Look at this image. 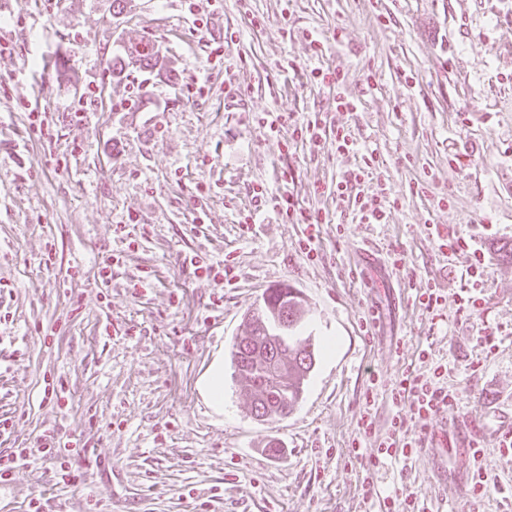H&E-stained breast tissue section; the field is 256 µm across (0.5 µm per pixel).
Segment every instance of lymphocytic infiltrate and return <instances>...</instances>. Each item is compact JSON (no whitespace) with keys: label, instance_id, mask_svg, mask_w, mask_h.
I'll list each match as a JSON object with an SVG mask.
<instances>
[{"label":"lymphocytic infiltrate","instance_id":"f902f5d3","mask_svg":"<svg viewBox=\"0 0 512 512\" xmlns=\"http://www.w3.org/2000/svg\"><path fill=\"white\" fill-rule=\"evenodd\" d=\"M257 123L271 134L288 131L292 138L313 149L321 150L330 145L339 154L357 149V140L348 128L332 126L326 117L320 115L308 118L291 112L265 113L258 117ZM379 167L380 162L374 154H362L360 164L347 171L336 183L337 204L350 206L363 224L385 223L395 205L385 185H378L372 193L365 190L366 183L373 180ZM253 197L255 207L244 215V223L261 224L270 218L282 224L302 225L299 249L308 260H316L320 242L319 220L307 212L290 192L275 194L262 188L254 192ZM430 235L438 248L469 255L471 263L460 289L459 310L466 317H480L485 304L486 252L483 244L454 231L442 232L435 226L431 227ZM419 359L421 368L401 372L388 384L387 392L395 412L378 445L377 462L396 456L413 458L420 451L421 444L416 436L409 434V424L429 426L439 412L452 407L457 401L455 390L449 389L446 382L447 364L431 361L425 349L420 351ZM37 461L52 463L63 485L75 487L80 484L79 470L69 466L59 440L51 434L46 435L38 447L19 448L0 456V484L13 481L21 469Z\"/></svg>","mask_w":512,"mask_h":512}]
</instances>
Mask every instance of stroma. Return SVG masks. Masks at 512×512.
<instances>
[{"instance_id": "35a3bbf8", "label": "stroma", "mask_w": 512, "mask_h": 512, "mask_svg": "<svg viewBox=\"0 0 512 512\" xmlns=\"http://www.w3.org/2000/svg\"><path fill=\"white\" fill-rule=\"evenodd\" d=\"M228 29L238 43L209 67ZM147 36L166 68L113 74V56ZM0 39L13 46L0 57V455L52 427L84 474L67 487L52 465H29L0 485V512L33 499L40 512H378L348 458L361 395L369 372L389 381L424 346L458 401L421 433V452L369 475L422 512H512V453L496 446L512 421V260L499 252L512 244V0H221L203 27L185 0H126L119 15L112 0H0ZM317 66L341 72V88L311 82ZM197 74L206 94L186 89ZM340 94L357 110L336 111ZM33 105L46 127L31 124ZM270 111L327 115L359 150L286 145L255 121ZM365 150L381 163L367 190L386 184L396 200L383 224L334 201ZM284 163L322 223L312 262L301 225L239 222L254 189L282 190ZM434 224L487 247L480 318L457 311L469 259L438 251ZM196 254L228 260L232 284L199 278ZM282 284L301 291L300 334L319 354L294 412L261 423L230 348ZM429 285L445 297L438 325L415 300ZM215 370L220 406L205 387ZM60 380L69 396L56 400L45 388ZM475 438L500 486L477 505Z\"/></svg>"}]
</instances>
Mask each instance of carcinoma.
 Returning a JSON list of instances; mask_svg holds the SVG:
<instances>
[{"label": "carcinoma", "instance_id": "1", "mask_svg": "<svg viewBox=\"0 0 512 512\" xmlns=\"http://www.w3.org/2000/svg\"><path fill=\"white\" fill-rule=\"evenodd\" d=\"M135 68L147 72L152 66V51L136 56L112 58V67ZM256 313L264 326L246 315L243 335L235 338L230 359L235 376L244 381L251 395L253 419L274 422L288 418L302 400L306 381L316 365V352L310 339L297 331L303 320L300 291L288 285L267 289ZM289 317L288 330L280 328Z\"/></svg>", "mask_w": 512, "mask_h": 512}]
</instances>
